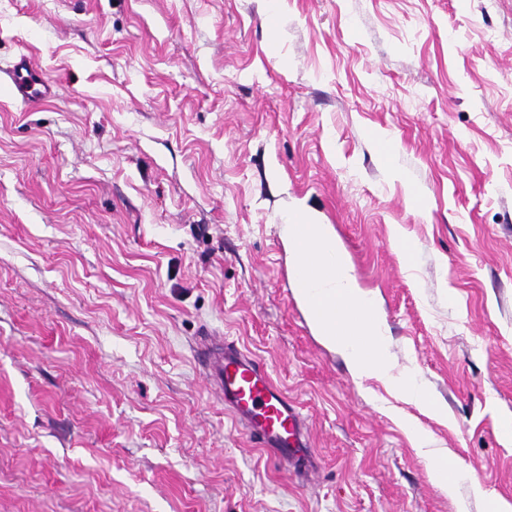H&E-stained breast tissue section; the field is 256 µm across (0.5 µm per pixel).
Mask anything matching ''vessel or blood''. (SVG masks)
Returning <instances> with one entry per match:
<instances>
[{"instance_id":"1","label":"vessel or blood","mask_w":512,"mask_h":512,"mask_svg":"<svg viewBox=\"0 0 512 512\" xmlns=\"http://www.w3.org/2000/svg\"><path fill=\"white\" fill-rule=\"evenodd\" d=\"M7 77L17 98L25 102L56 93L54 84L23 59L12 64ZM194 357L208 387L223 397L250 441L270 449L282 469L301 467L309 456L305 419L273 383L263 362L208 330L197 337Z\"/></svg>"}]
</instances>
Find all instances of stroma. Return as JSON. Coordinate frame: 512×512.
Instances as JSON below:
<instances>
[{"label": "stroma", "mask_w": 512, "mask_h": 512, "mask_svg": "<svg viewBox=\"0 0 512 512\" xmlns=\"http://www.w3.org/2000/svg\"><path fill=\"white\" fill-rule=\"evenodd\" d=\"M22 55L59 91L0 81V512L512 504V0H0V68ZM299 208L449 420L318 341ZM205 328L300 408L312 477L207 388ZM400 414L488 499L441 492Z\"/></svg>", "instance_id": "obj_1"}]
</instances>
